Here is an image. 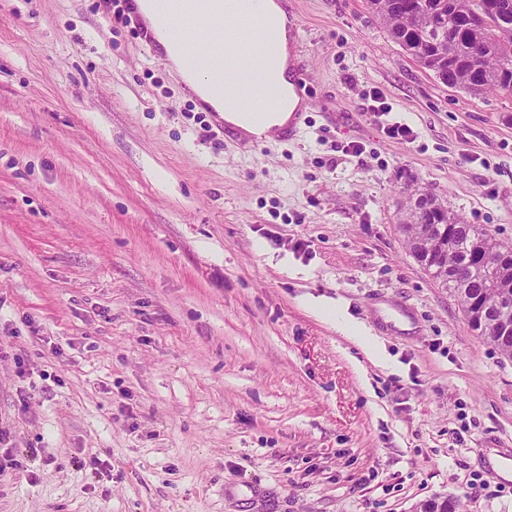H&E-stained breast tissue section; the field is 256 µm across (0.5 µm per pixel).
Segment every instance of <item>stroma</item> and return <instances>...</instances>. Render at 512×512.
<instances>
[{"mask_svg":"<svg viewBox=\"0 0 512 512\" xmlns=\"http://www.w3.org/2000/svg\"><path fill=\"white\" fill-rule=\"evenodd\" d=\"M283 5L313 105L256 149L104 0H0V512H512V359L401 230L420 191L512 243V93ZM369 103L366 107V112H370L371 116L378 122L382 132L389 138L411 141L415 139L413 129L406 123L399 121L389 122L388 120H382V117L391 112V107L384 102L383 96L380 92L374 91L373 94H369Z\"/></svg>","mask_w":512,"mask_h":512,"instance_id":"stroma-1","label":"stroma"}]
</instances>
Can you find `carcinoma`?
<instances>
[{
  "label": "carcinoma",
  "mask_w": 512,
  "mask_h": 512,
  "mask_svg": "<svg viewBox=\"0 0 512 512\" xmlns=\"http://www.w3.org/2000/svg\"><path fill=\"white\" fill-rule=\"evenodd\" d=\"M390 38L440 82L473 96L491 91L512 92V0H368ZM453 58H448V52ZM408 223L419 224L431 241L445 245L435 259L433 278L457 299L469 326L512 358V245L498 242L478 224H468L427 195L410 204ZM486 257L500 259L504 271H482ZM466 266L472 279H455ZM507 321L505 336L482 331L484 318ZM460 503L446 498L427 500L415 512H457Z\"/></svg>",
  "instance_id": "cac0c4a2"
}]
</instances>
